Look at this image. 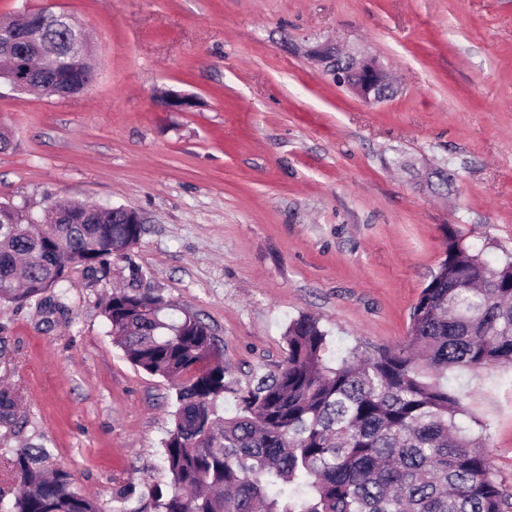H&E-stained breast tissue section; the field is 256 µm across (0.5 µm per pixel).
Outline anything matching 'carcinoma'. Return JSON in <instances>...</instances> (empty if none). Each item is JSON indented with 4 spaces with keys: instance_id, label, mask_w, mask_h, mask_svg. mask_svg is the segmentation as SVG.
Segmentation results:
<instances>
[{
    "instance_id": "carcinoma-1",
    "label": "carcinoma",
    "mask_w": 512,
    "mask_h": 512,
    "mask_svg": "<svg viewBox=\"0 0 512 512\" xmlns=\"http://www.w3.org/2000/svg\"><path fill=\"white\" fill-rule=\"evenodd\" d=\"M65 13L39 9L9 25H39L38 44L3 58L0 79L56 56L58 90H83L94 71L87 42ZM446 257L413 307L406 339L329 359L328 333L300 315L285 331L277 371L255 376L235 414L221 405L230 381L207 324L150 288L114 290L103 307L113 342L143 371L176 383L173 427L162 441L166 481L154 512H508L482 438L458 421L461 397L448 372L512 365V257L489 264L450 227ZM141 224L108 212L97 224H0V306L47 290L66 308L71 265L106 266L138 244ZM22 392L0 385V428L19 424ZM24 446L7 458L20 486L0 512H100L70 473Z\"/></svg>"
}]
</instances>
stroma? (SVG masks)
<instances>
[{
    "label": "stroma",
    "mask_w": 512,
    "mask_h": 512,
    "mask_svg": "<svg viewBox=\"0 0 512 512\" xmlns=\"http://www.w3.org/2000/svg\"><path fill=\"white\" fill-rule=\"evenodd\" d=\"M22 5L77 21L97 79L67 99L0 83V202L128 206L146 224L128 257L68 269L65 315L0 308V380L24 396L0 430V493L6 454L30 444L101 512L129 489L153 512L176 391L102 313L133 268L218 339L230 416L299 315L339 354L403 340L445 227L490 264L512 254V0H0V19ZM329 40L373 55L393 97L337 85L307 55ZM169 91L195 106L168 111ZM448 382L512 493V366Z\"/></svg>",
    "instance_id": "35a3bbf8"
}]
</instances>
